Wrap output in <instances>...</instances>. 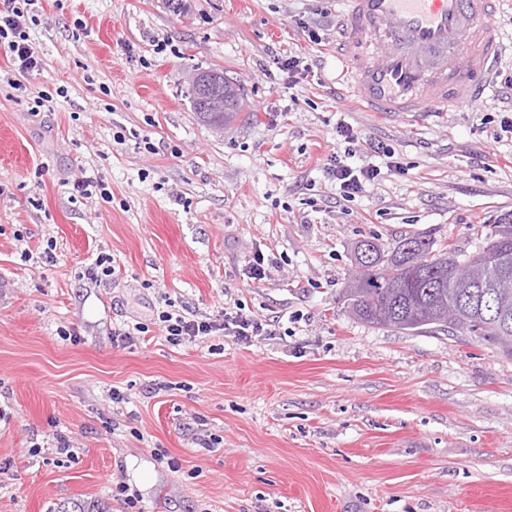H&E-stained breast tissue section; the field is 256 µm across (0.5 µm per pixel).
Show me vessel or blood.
Returning a JSON list of instances; mask_svg holds the SVG:
<instances>
[{"instance_id":"1","label":"vessel or blood","mask_w":512,"mask_h":512,"mask_svg":"<svg viewBox=\"0 0 512 512\" xmlns=\"http://www.w3.org/2000/svg\"><path fill=\"white\" fill-rule=\"evenodd\" d=\"M504 0H346L340 78L372 112H445L479 101L504 49Z\"/></svg>"}]
</instances>
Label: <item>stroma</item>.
Masks as SVG:
<instances>
[{"instance_id":"obj_1","label":"stroma","mask_w":512,"mask_h":512,"mask_svg":"<svg viewBox=\"0 0 512 512\" xmlns=\"http://www.w3.org/2000/svg\"><path fill=\"white\" fill-rule=\"evenodd\" d=\"M336 9L36 0L39 67L0 48V512H126L112 488L133 485V462L155 475L142 512H512V357L464 330L358 322L342 298L358 241L420 234L464 256L512 216V51L474 107L389 121L337 79ZM291 56L292 78L276 66ZM198 68L240 85L224 128L193 110ZM347 151L381 169L349 200L323 169ZM82 176L111 202L73 191ZM103 253L116 272L99 283ZM169 305L239 308L267 333L174 347L153 324ZM139 322L146 336L113 341Z\"/></svg>"}]
</instances>
